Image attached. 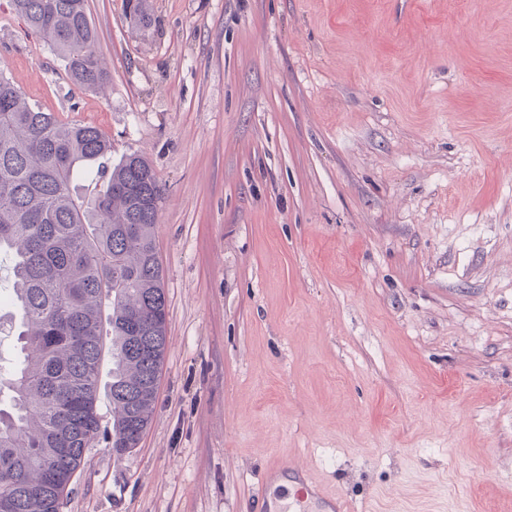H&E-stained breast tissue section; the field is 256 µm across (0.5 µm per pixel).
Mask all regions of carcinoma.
<instances>
[{"instance_id": "carcinoma-1", "label": "carcinoma", "mask_w": 512, "mask_h": 512, "mask_svg": "<svg viewBox=\"0 0 512 512\" xmlns=\"http://www.w3.org/2000/svg\"><path fill=\"white\" fill-rule=\"evenodd\" d=\"M15 13L93 91L107 80L87 0H11ZM99 128L66 123L0 74V255L22 359L0 371V512H62L101 434L98 367L109 303L112 452L151 423L167 349L155 229L162 187L151 164L110 163ZM98 165L91 200L74 178Z\"/></svg>"}]
</instances>
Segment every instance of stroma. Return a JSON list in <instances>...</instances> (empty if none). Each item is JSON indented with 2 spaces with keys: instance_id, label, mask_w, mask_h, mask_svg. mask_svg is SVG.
<instances>
[{
  "instance_id": "obj_1",
  "label": "stroma",
  "mask_w": 512,
  "mask_h": 512,
  "mask_svg": "<svg viewBox=\"0 0 512 512\" xmlns=\"http://www.w3.org/2000/svg\"><path fill=\"white\" fill-rule=\"evenodd\" d=\"M87 0L74 85L0 0V72L163 189L138 448L62 512H259L288 463L357 512H512V0Z\"/></svg>"
}]
</instances>
